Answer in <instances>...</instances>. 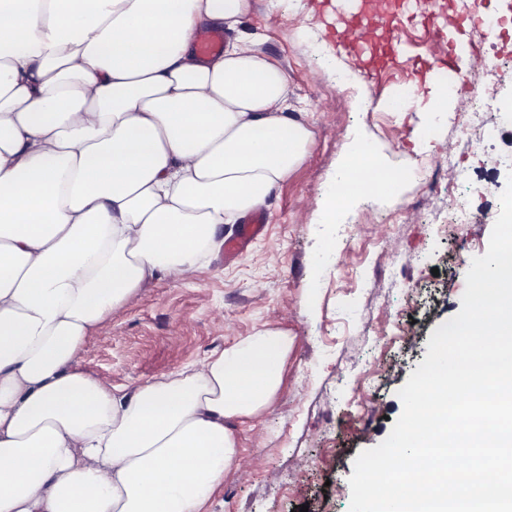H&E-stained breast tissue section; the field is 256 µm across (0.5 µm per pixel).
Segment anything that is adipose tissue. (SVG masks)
Masks as SVG:
<instances>
[{
  "instance_id": "ef3b65f1",
  "label": "adipose tissue",
  "mask_w": 512,
  "mask_h": 512,
  "mask_svg": "<svg viewBox=\"0 0 512 512\" xmlns=\"http://www.w3.org/2000/svg\"><path fill=\"white\" fill-rule=\"evenodd\" d=\"M253 0H0V512H202L290 349L266 331L126 392L79 368L145 284L192 277L314 133L250 36ZM403 179L361 136L321 221ZM224 34L218 31H205L197 41V51L202 57H208L223 50L224 43L236 33L223 30Z\"/></svg>"
}]
</instances>
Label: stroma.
I'll return each mask as SVG.
<instances>
[{
	"mask_svg": "<svg viewBox=\"0 0 512 512\" xmlns=\"http://www.w3.org/2000/svg\"><path fill=\"white\" fill-rule=\"evenodd\" d=\"M448 3L451 17L432 30L403 11V53L369 82L354 54L339 49L329 0H254L239 31L286 71L288 112L311 127L314 145L269 195L260 210L266 232L241 256L225 261L221 243L196 277L144 285L84 343L80 368L131 390L265 329L291 338L272 407L226 422L243 465L225 469L209 512H348L357 455L389 436L402 412L399 390L434 329L461 309L466 274L488 248L511 174L504 160L512 130L476 146L466 112L420 113L434 83L432 44L479 39L466 18L470 0ZM338 61L366 85L370 111L356 109L353 90L337 91L330 66ZM398 95L404 109L390 111ZM326 102L332 111H322ZM425 120L436 130L420 152ZM359 132L407 180L395 199L370 192L340 223H319L339 160ZM452 198L471 223L452 222Z\"/></svg>",
	"mask_w": 512,
	"mask_h": 512,
	"instance_id": "1",
	"label": "stroma"
}]
</instances>
